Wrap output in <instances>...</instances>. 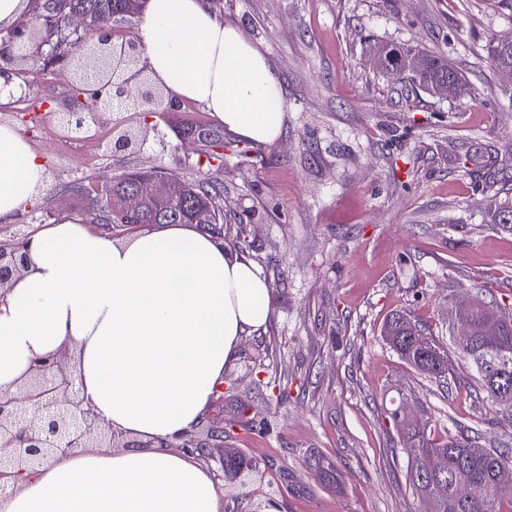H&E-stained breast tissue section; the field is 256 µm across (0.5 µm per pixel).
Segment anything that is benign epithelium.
<instances>
[{
  "instance_id": "7a95c632",
  "label": "benign epithelium",
  "mask_w": 512,
  "mask_h": 512,
  "mask_svg": "<svg viewBox=\"0 0 512 512\" xmlns=\"http://www.w3.org/2000/svg\"><path fill=\"white\" fill-rule=\"evenodd\" d=\"M137 47L133 43L122 46L114 66L118 81V103L131 108H146L155 102L149 92L146 77L140 71H131ZM138 81V96L128 94V85ZM62 123L71 133H81L86 117L79 108L63 115ZM146 140V133L121 132L110 143V151L118 153L135 150ZM183 187V181L158 173L142 177L136 193L127 200L130 209L145 200L168 197ZM28 238L0 245V290L8 288L15 277L25 270L22 250ZM72 354L68 348L58 353L31 361L19 391H0V485L15 482L24 473L34 470L80 448H143L142 442L124 437L102 424L91 409L83 407L74 389ZM180 448L199 459H218L231 451L224 450V425L208 428L207 436L183 437Z\"/></svg>"
}]
</instances>
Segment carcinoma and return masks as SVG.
<instances>
[{
    "label": "carcinoma",
    "mask_w": 512,
    "mask_h": 512,
    "mask_svg": "<svg viewBox=\"0 0 512 512\" xmlns=\"http://www.w3.org/2000/svg\"><path fill=\"white\" fill-rule=\"evenodd\" d=\"M33 13L44 23L37 35L29 33L27 23L6 30L0 35V64L13 68L22 58L19 48L32 50L49 39L56 45L55 60H76L77 87L94 89L99 86L112 90L104 75L105 59L99 53L100 38L94 35L95 22L103 14L114 16L115 22H125L142 13L146 0H32ZM74 14L87 20V28L78 33L69 31L67 24ZM487 55L499 69L512 68V44L495 39L486 45ZM380 52V71L386 76L398 74L412 83L431 91L448 88L453 99L466 91L462 75L440 55L426 54L404 47L383 46ZM141 171L112 185L109 190L111 205L87 214L90 224H206L224 225V213L219 204L220 187L209 178L191 179L176 195L144 203L127 214L124 197L130 194ZM411 321L397 314L386 322L383 339L402 360L436 381L448 379L453 365L448 347L427 332L426 327L413 325L416 335L405 332ZM471 334L469 343L453 345L455 357L471 364L477 373L478 388L491 406L501 411H512V314L493 302L479 300V305L466 317ZM432 426L409 429L404 435V451L408 458L407 479L412 491L427 505L425 512H503L502 498L512 500V483L498 479L501 468H512V448H487L481 436L462 426L434 437ZM441 461V468L429 471L425 461L429 457ZM256 469V464L239 452L224 459V474L237 479ZM470 483L471 493L459 497L456 479Z\"/></svg>",
    "instance_id": "carcinoma-1"
}]
</instances>
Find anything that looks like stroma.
Wrapping results in <instances>:
<instances>
[{
	"label": "stroma",
	"instance_id": "35a3bbf8",
	"mask_svg": "<svg viewBox=\"0 0 512 512\" xmlns=\"http://www.w3.org/2000/svg\"><path fill=\"white\" fill-rule=\"evenodd\" d=\"M213 12L267 56L286 102L280 138L241 140L190 101L105 112L97 139L65 138L72 64L21 62L5 117L44 159L49 183L40 202L0 223V243L81 214L69 193L77 183L155 167L209 174L222 188L224 243L266 277L272 319L242 341L208 421L252 420L225 443L258 462L280 512H423L406 477L405 428L452 420L502 445L512 415L477 398L469 365L437 383L380 329L404 312L446 343L459 300L512 308V230L486 216L512 201V101L485 49L512 37V19L501 0H221ZM385 42L442 54L471 92L439 102L380 76L373 50ZM36 98L35 125L22 123ZM190 126L202 137L183 139ZM126 129L146 132V144L111 153ZM217 150L222 163L205 167ZM278 384L288 387L282 406ZM315 456L340 481L312 466Z\"/></svg>",
	"mask_w": 512,
	"mask_h": 512
}]
</instances>
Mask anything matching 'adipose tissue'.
Returning a JSON list of instances; mask_svg holds the SVG:
<instances>
[{
  "label": "adipose tissue",
  "mask_w": 512,
  "mask_h": 512,
  "mask_svg": "<svg viewBox=\"0 0 512 512\" xmlns=\"http://www.w3.org/2000/svg\"><path fill=\"white\" fill-rule=\"evenodd\" d=\"M139 36L166 103L201 104L256 144L281 136L284 95L265 55L204 0H149ZM47 180L41 157L0 121V222ZM24 253L0 296V389L15 390L34 356L70 348L85 406L142 445L78 450L26 473L0 490V512H225L212 472L170 446L208 414L242 339L267 327L261 271L193 224L115 240L63 216Z\"/></svg>",
  "instance_id": "adipose-tissue-1"
}]
</instances>
